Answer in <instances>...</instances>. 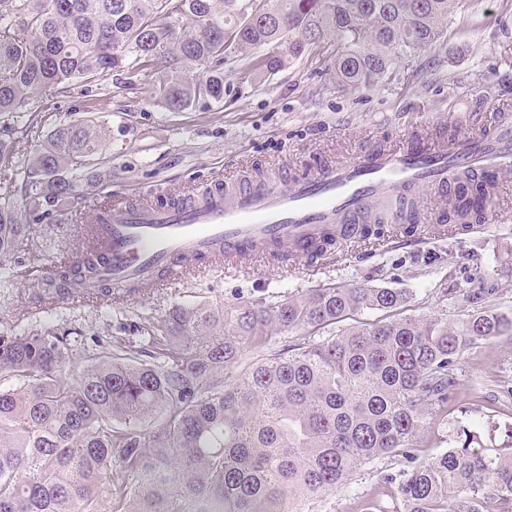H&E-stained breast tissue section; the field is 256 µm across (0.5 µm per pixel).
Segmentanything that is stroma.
Masks as SVG:
<instances>
[{
	"label": "stroma",
	"instance_id": "obj_1",
	"mask_svg": "<svg viewBox=\"0 0 512 512\" xmlns=\"http://www.w3.org/2000/svg\"><path fill=\"white\" fill-rule=\"evenodd\" d=\"M224 100L190 112H169L140 78L113 73L67 90L46 91L49 111L14 124L18 155H26L60 123L89 116L102 101L111 135L102 155L112 171V192L134 200L144 186L177 196L215 179H258L288 167L295 174L341 162L359 150L395 148L408 137L436 145L480 134L512 115V5L506 0H458L444 45L403 59L391 80L343 88L325 61L303 57L275 75L240 71L237 54L224 64ZM97 207L85 203L71 223L31 225L22 247L27 262L0 258V334L39 333L77 339L76 368L88 365L93 338L141 342L146 318L176 304L235 305L257 298L272 302L325 285L391 288L410 301L407 317L439 315L458 320L485 305L512 315V168L499 175L494 205L485 223L446 228L419 225L417 242L389 236L341 245L315 265L292 269L256 262L233 269L213 264L178 280L143 287L126 300L97 303L37 302L38 279L47 266L74 259ZM512 335L464 353L448 403V421L433 424V436L417 449L424 462L448 450L458 427L494 420L512 426ZM397 457L359 467L347 483L326 496L317 512H360L363 499L391 505L394 487L381 476L402 469Z\"/></svg>",
	"mask_w": 512,
	"mask_h": 512
}]
</instances>
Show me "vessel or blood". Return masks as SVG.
<instances>
[{"mask_svg": "<svg viewBox=\"0 0 512 512\" xmlns=\"http://www.w3.org/2000/svg\"><path fill=\"white\" fill-rule=\"evenodd\" d=\"M511 164L512 123L448 147L413 137L403 147L363 151L301 177L273 171L248 185L218 182L163 207H113L101 222L106 244L93 260L102 283L120 288L178 277L220 257L260 261L289 250L303 259L319 239L373 209L399 221L411 195L447 187L453 171L496 172Z\"/></svg>", "mask_w": 512, "mask_h": 512, "instance_id": "b4317fda", "label": "vessel or blood"}]
</instances>
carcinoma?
Here are the masks:
<instances>
[{"mask_svg":"<svg viewBox=\"0 0 512 512\" xmlns=\"http://www.w3.org/2000/svg\"><path fill=\"white\" fill-rule=\"evenodd\" d=\"M457 0H0V116L42 112L48 88L112 71L143 78L168 111L224 101V50L248 75L328 54L336 82L390 78L394 65L441 44ZM109 127L56 125L25 158L0 137V256L19 251L29 226L62 217L108 183L101 148ZM496 180L465 173L435 217L483 224ZM98 232L78 245L90 255ZM95 268L44 280L39 300L88 302L103 292ZM408 303L390 288H315L275 304L189 307L154 318L147 333L167 364L107 344L82 370L52 336L0 334V512H314L363 463L401 457L382 476L391 512H512V429L489 446L483 422L456 432L431 462L414 454L426 419L444 421L456 360L512 334L492 310L457 322L397 318ZM381 311L338 334L220 374L269 337L324 330ZM156 414L157 424H146Z\"/></svg>","mask_w":512,"mask_h":512,"instance_id":"cac0c4a2","label":"carcinoma"}]
</instances>
